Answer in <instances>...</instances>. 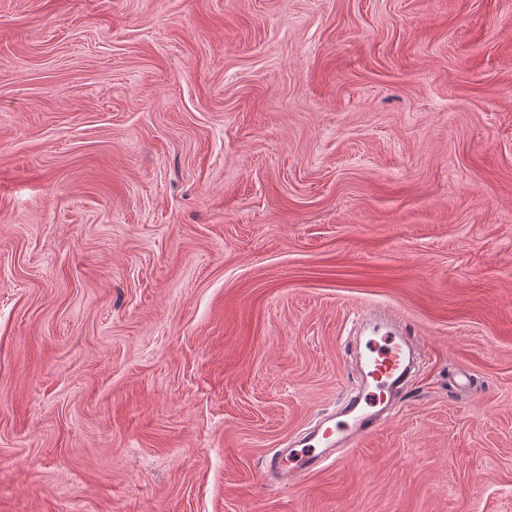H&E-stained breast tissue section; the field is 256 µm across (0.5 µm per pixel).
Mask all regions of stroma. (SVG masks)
I'll return each mask as SVG.
<instances>
[{"label":"stroma","mask_w":512,"mask_h":512,"mask_svg":"<svg viewBox=\"0 0 512 512\" xmlns=\"http://www.w3.org/2000/svg\"><path fill=\"white\" fill-rule=\"evenodd\" d=\"M0 512H512V0H0ZM353 324L362 327L364 336H375L384 331L380 341L367 340L365 343V347L377 355L374 370L363 377L359 389L347 394L348 399L337 414L324 418L289 445L290 448L281 449L267 460L265 473L281 484H291L314 468L319 469L337 448H356L379 426L390 405L391 399L385 404L379 403L377 383H400L405 377L407 365L400 356L405 351L414 352L413 344L404 337L406 333L383 321L375 310L360 314ZM352 393L355 394L349 395Z\"/></svg>","instance_id":"stroma-1"}]
</instances>
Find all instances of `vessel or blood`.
Masks as SVG:
<instances>
[{
    "instance_id": "b4317fda",
    "label": "vessel or blood",
    "mask_w": 512,
    "mask_h": 512,
    "mask_svg": "<svg viewBox=\"0 0 512 512\" xmlns=\"http://www.w3.org/2000/svg\"><path fill=\"white\" fill-rule=\"evenodd\" d=\"M358 323L366 335L365 346L375 354V366L355 394L350 395L340 411L320 421L310 432L270 457L265 465L267 475L281 484L299 480L307 472L320 468L336 449L354 448L370 435L385 418L388 407L381 404L375 387L388 382H402L406 366L404 352L413 344L402 331L383 321L379 312L360 314Z\"/></svg>"
}]
</instances>
